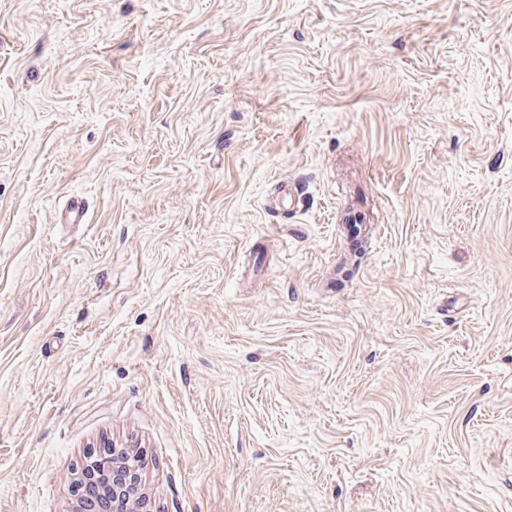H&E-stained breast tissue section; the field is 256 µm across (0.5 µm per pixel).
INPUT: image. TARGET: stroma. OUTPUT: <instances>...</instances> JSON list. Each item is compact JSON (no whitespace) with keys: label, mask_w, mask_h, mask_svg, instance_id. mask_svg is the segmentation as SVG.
<instances>
[{"label":"stroma","mask_w":512,"mask_h":512,"mask_svg":"<svg viewBox=\"0 0 512 512\" xmlns=\"http://www.w3.org/2000/svg\"><path fill=\"white\" fill-rule=\"evenodd\" d=\"M92 448L140 512H512V0H0V512Z\"/></svg>","instance_id":"1"}]
</instances>
